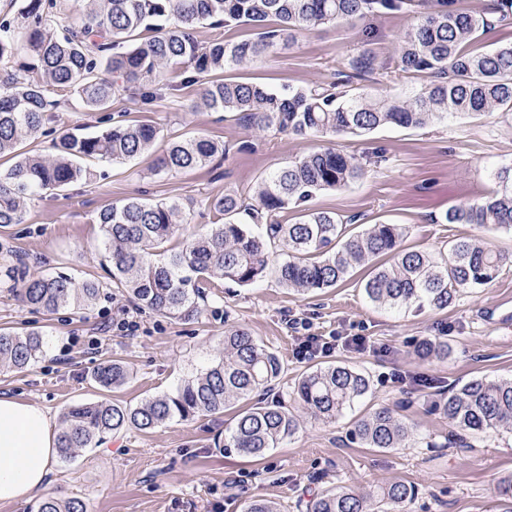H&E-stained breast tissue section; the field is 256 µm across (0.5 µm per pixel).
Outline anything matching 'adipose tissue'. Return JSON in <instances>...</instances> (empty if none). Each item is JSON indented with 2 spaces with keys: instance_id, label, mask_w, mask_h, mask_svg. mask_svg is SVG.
I'll return each instance as SVG.
<instances>
[{
  "instance_id": "1",
  "label": "adipose tissue",
  "mask_w": 512,
  "mask_h": 512,
  "mask_svg": "<svg viewBox=\"0 0 512 512\" xmlns=\"http://www.w3.org/2000/svg\"><path fill=\"white\" fill-rule=\"evenodd\" d=\"M56 453L47 413L30 403L0 397V503H15L42 488Z\"/></svg>"
}]
</instances>
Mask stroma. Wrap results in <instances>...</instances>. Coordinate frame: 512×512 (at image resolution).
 <instances>
[{
    "instance_id": "stroma-1",
    "label": "stroma",
    "mask_w": 512,
    "mask_h": 512,
    "mask_svg": "<svg viewBox=\"0 0 512 512\" xmlns=\"http://www.w3.org/2000/svg\"><path fill=\"white\" fill-rule=\"evenodd\" d=\"M412 22L411 15L388 13L305 30L291 48L234 69L233 75L272 88L326 84L348 71L352 57L366 48L383 68L353 79L352 93L403 96L428 82L424 74L396 68L399 40ZM143 89L152 93V102L122 90L105 112L87 111L70 93L51 91L59 106L48 115L46 133L25 141V151L53 154L63 130L90 133L114 118L156 125L161 149L173 137H206L227 152L204 168L177 173L157 171L150 155L99 161L89 180L27 201L24 223L0 227V244L23 255L28 276L64 272L106 286L92 308L49 315L23 306L8 281L0 282V328H35L45 342L32 366H0V396L35 404L56 421L68 405L100 399L92 373L103 360L116 358L130 367L131 377L110 397L135 405L174 390L209 365L230 326L249 330L280 357L283 372L274 389L280 397H288L303 373L328 360L365 373L370 390L333 422L297 410L299 430L259 458L218 448L233 417L229 411L218 418L175 419L146 432L126 429L78 450L71 460L54 459L46 486L24 501L0 503V512H29L48 495L81 499L87 512H243L254 498L272 500L282 512H306L311 498L327 488L346 485L367 494L394 482L415 485L418 494L389 512H500L498 485L512 475V434L453 440L436 405L471 379L512 378V267L485 287L461 292L445 310L413 305L396 311L368 303L363 293L372 271L368 264L335 287L306 294L271 276L247 286L221 281L207 289L200 314L190 321L139 308L109 285L100 247L101 210L130 198L179 201L188 222L170 242L178 250L187 237L217 222L208 208L213 197L235 191L251 198L269 171L330 143L321 136L263 134L223 113L191 110L199 91L195 82H149ZM332 143L360 157L365 175L347 188L316 192L304 208L276 213V222L295 223L308 208L347 219L352 233L379 222L404 225L402 245L410 249L435 252L467 237L512 254L510 230L444 221L449 208L495 191L493 170L512 161V112L453 115L424 128L388 127ZM124 315L136 321L135 332L116 328ZM289 315L303 319L312 335L362 336L368 348L339 347L300 359L297 335L285 324ZM426 336L447 340V357L417 358L415 344ZM382 406L395 409L412 428L414 437L405 447L368 448L352 437L354 421Z\"/></svg>"
}]
</instances>
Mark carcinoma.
Segmentation results:
<instances>
[{
	"instance_id": "carcinoma-1",
	"label": "carcinoma",
	"mask_w": 512,
	"mask_h": 512,
	"mask_svg": "<svg viewBox=\"0 0 512 512\" xmlns=\"http://www.w3.org/2000/svg\"><path fill=\"white\" fill-rule=\"evenodd\" d=\"M25 27L0 18V157L14 163L0 171V226L22 224L23 202L44 191H63L92 175L89 162L127 160L151 152L160 130L148 123L117 124L95 133L65 130L51 157L26 155L19 145L37 134L47 113L58 107L47 87L75 93L90 111L104 112L112 95L142 81L164 78L183 68L193 79H205L202 100L215 112L259 131L274 129L298 137L320 134L366 135L395 125L420 128L450 114L512 112V43L482 54L466 45L497 23L512 18V0H493L482 13L460 9L457 0H74L86 20L72 25L56 0H14ZM411 13L415 22L401 37L397 67L424 72L432 81L405 98L349 94L327 86L281 90L224 77V72L265 57L295 42L302 30L346 19L363 20L381 12ZM232 23L257 30L253 40L235 44L219 40L199 44L192 30ZM152 32L142 42L136 33ZM22 57L17 74L9 64ZM354 76L382 68L366 51L352 60ZM221 146L206 138L172 139L158 158V169L192 170L211 162ZM365 173L354 155L333 146L268 172L257 182L258 205L227 192L209 201L221 223L188 239L182 249L167 248L185 223L177 201L146 202L131 198L102 210L98 224L102 247L112 265L111 285L121 288L140 307L165 317L190 319L199 313L203 286L230 279L250 285L273 273L285 288L301 293L332 288L357 264L392 255L388 266L375 268L363 286L374 305L401 309L413 303L444 310L459 292L494 281L512 263L486 244L457 238L438 252L406 250L400 224H372L346 235L334 214L308 211L294 224H264L265 216L299 205L314 192L346 187ZM496 190L479 203L456 206L445 214L448 224H477L512 230V163L494 171ZM11 291L24 305L48 314L62 308L86 310L95 304L103 284L55 276L27 277L24 265L5 270ZM42 333L0 328V365L30 367L43 351ZM421 358L448 353V342L420 341ZM283 372L279 356L244 328L224 331V347L200 373L185 378L173 391L136 405L100 399L66 408L60 421L57 452L64 460L104 435L135 428L151 430L168 421L222 415L224 409L271 390ZM119 359L101 362L93 381L111 391L129 379ZM369 379L343 365L328 364L303 374L294 400L312 416L334 420L369 390ZM448 422L473 435L512 431V379H472L439 403ZM299 423L280 400L260 402L238 412L224 429V447L253 457L277 447ZM354 435L367 447L400 448L411 441L408 426L389 407L373 410L355 422ZM416 488L402 482L378 492L387 504L415 497ZM308 512H370L368 497L350 487L328 489L307 504ZM36 512H87L78 499L47 496ZM244 512H281L277 503L257 498Z\"/></svg>"
}]
</instances>
